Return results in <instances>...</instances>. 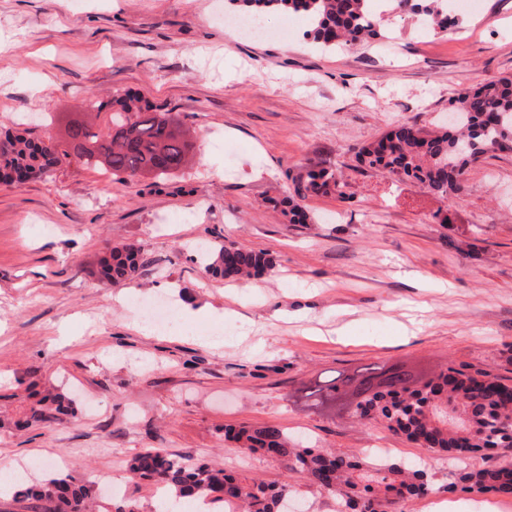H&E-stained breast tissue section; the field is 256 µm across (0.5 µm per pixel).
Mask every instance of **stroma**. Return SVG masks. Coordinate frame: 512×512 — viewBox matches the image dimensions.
<instances>
[{
	"instance_id": "stroma-1",
	"label": "stroma",
	"mask_w": 512,
	"mask_h": 512,
	"mask_svg": "<svg viewBox=\"0 0 512 512\" xmlns=\"http://www.w3.org/2000/svg\"><path fill=\"white\" fill-rule=\"evenodd\" d=\"M223 2L0 0V129L59 139L90 99L133 91L194 143L181 171L132 185L76 160L0 183V467L62 454L64 473L112 474L122 497L155 512L154 486L126 465L162 448L289 484L314 512H336L279 460L224 440L225 427L272 423L317 448L435 459L432 491L402 512H438L442 501L487 512L497 496L447 485L497 457L450 461L288 396L396 360L512 378V152L470 167L450 202L357 159L394 125L434 128L460 91L512 76V0L449 12L444 32L375 0L382 37L329 51L305 38L298 15L266 19L289 26L288 40L242 38L216 19ZM310 162L334 168L342 192L301 199L308 220L293 224L282 201ZM199 241L269 253L275 267L246 281L212 277L191 250ZM125 243L142 247L138 276L104 283L101 261ZM139 299L203 310L196 334L221 321L235 332L218 348L141 335ZM46 388L72 398L74 418L16 428Z\"/></svg>"
}]
</instances>
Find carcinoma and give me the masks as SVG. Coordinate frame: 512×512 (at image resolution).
I'll return each instance as SVG.
<instances>
[{"label":"carcinoma","mask_w":512,"mask_h":512,"mask_svg":"<svg viewBox=\"0 0 512 512\" xmlns=\"http://www.w3.org/2000/svg\"><path fill=\"white\" fill-rule=\"evenodd\" d=\"M232 14L262 17L271 13L304 14L312 24L309 39L323 49L355 44L380 35L369 12L370 0H225ZM401 13L415 14L442 32L448 31L444 0H394ZM453 106L460 125L426 130L400 123L362 147L358 157L370 168L414 179L446 198L462 188L466 170L490 153L512 150V77H500L458 94ZM94 115L75 121L62 143L0 131V182L24 181L70 161L103 160L106 170L130 183L144 175L167 176L186 163L187 133L165 112L132 92L108 101L93 100ZM341 193L335 171L306 164L295 197L288 199L294 224L307 215L295 198ZM206 271L215 278L237 279L260 274L275 265L265 252L233 243L210 247ZM141 266V247L115 246L103 269L109 283L134 278ZM512 384L488 371L448 364L439 368L405 361L371 363L322 381L305 383L297 402L331 419L375 421L414 444L448 455L485 449L512 453ZM74 414L63 393H50L31 404L17 426L62 423ZM224 440L252 454L278 458L287 471L336 498V512H401L399 504L430 488L427 469L398 461L366 464L357 455L304 446L274 424L224 428ZM142 480L162 487L177 501L207 499L236 502V512H288V486L263 482L245 485L223 468L176 457L162 448H145L128 463ZM512 496V461L464 472L450 482L457 489ZM19 502L36 503L38 512H93L95 483L55 472L37 482L9 489Z\"/></svg>","instance_id":"1"}]
</instances>
